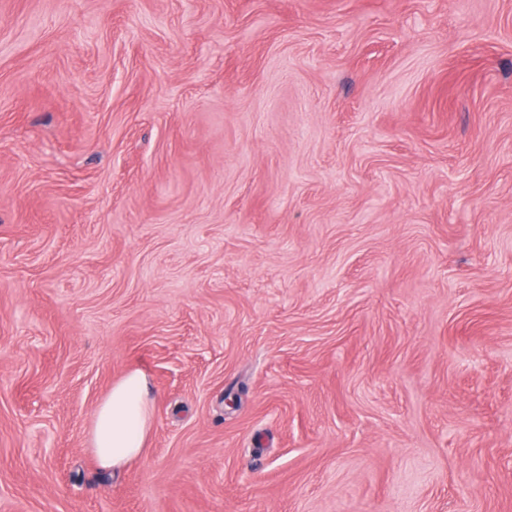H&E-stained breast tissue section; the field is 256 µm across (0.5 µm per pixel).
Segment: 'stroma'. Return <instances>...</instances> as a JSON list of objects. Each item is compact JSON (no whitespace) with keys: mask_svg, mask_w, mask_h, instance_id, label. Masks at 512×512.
<instances>
[{"mask_svg":"<svg viewBox=\"0 0 512 512\" xmlns=\"http://www.w3.org/2000/svg\"><path fill=\"white\" fill-rule=\"evenodd\" d=\"M0 512H512V0H0ZM152 427L148 377L140 369L131 370L112 385L97 407L89 430V450L102 470H121L144 454Z\"/></svg>","mask_w":512,"mask_h":512,"instance_id":"obj_1","label":"stroma"}]
</instances>
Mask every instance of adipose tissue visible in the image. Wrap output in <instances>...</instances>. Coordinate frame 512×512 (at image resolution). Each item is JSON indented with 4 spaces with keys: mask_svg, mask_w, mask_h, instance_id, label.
I'll list each match as a JSON object with an SVG mask.
<instances>
[{
    "mask_svg": "<svg viewBox=\"0 0 512 512\" xmlns=\"http://www.w3.org/2000/svg\"><path fill=\"white\" fill-rule=\"evenodd\" d=\"M152 427L148 377L142 370H131L97 407L89 430L90 452L101 469L121 470L144 454Z\"/></svg>",
    "mask_w": 512,
    "mask_h": 512,
    "instance_id": "adipose-tissue-1",
    "label": "adipose tissue"
}]
</instances>
